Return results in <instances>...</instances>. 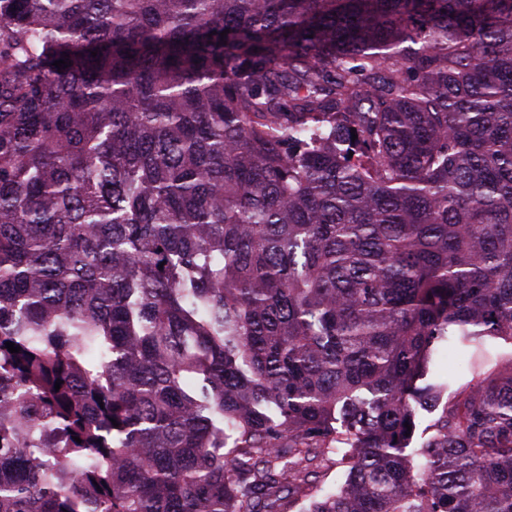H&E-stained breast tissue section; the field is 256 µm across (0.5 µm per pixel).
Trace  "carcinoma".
Masks as SVG:
<instances>
[{
  "label": "carcinoma",
  "instance_id": "cac0c4a2",
  "mask_svg": "<svg viewBox=\"0 0 512 512\" xmlns=\"http://www.w3.org/2000/svg\"><path fill=\"white\" fill-rule=\"evenodd\" d=\"M488 338L512 0H0V512H512ZM469 359L468 353L456 347L448 348V344L441 346L432 357L429 373L422 384H437L441 388L437 397L419 410L415 420L416 427L407 451L415 471L424 464V459L416 450L434 434L433 424L442 414L448 394L464 388L472 379ZM347 468L343 466H326L320 473L318 486L321 489L319 494L335 492L346 479Z\"/></svg>",
  "mask_w": 512,
  "mask_h": 512
}]
</instances>
